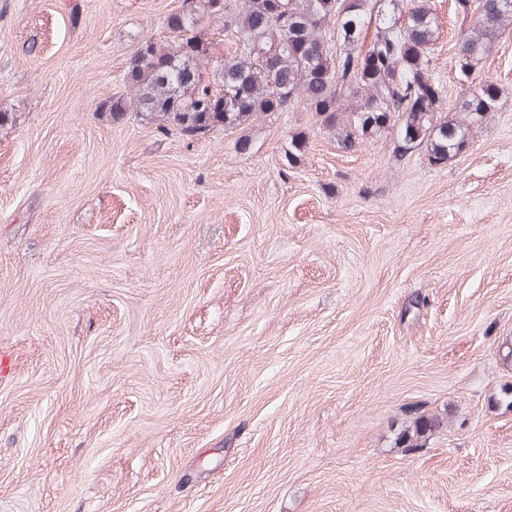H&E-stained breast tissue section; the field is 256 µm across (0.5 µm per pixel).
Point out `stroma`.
<instances>
[{"label":"stroma","instance_id":"35a3bbf8","mask_svg":"<svg viewBox=\"0 0 512 512\" xmlns=\"http://www.w3.org/2000/svg\"><path fill=\"white\" fill-rule=\"evenodd\" d=\"M181 3L0 0V512H512V31L459 80L430 0L446 111L499 90L433 167L98 112ZM447 415L446 412L444 416L443 414L410 413L395 435V447L403 448L408 452L424 448L427 439L448 423Z\"/></svg>","mask_w":512,"mask_h":512}]
</instances>
